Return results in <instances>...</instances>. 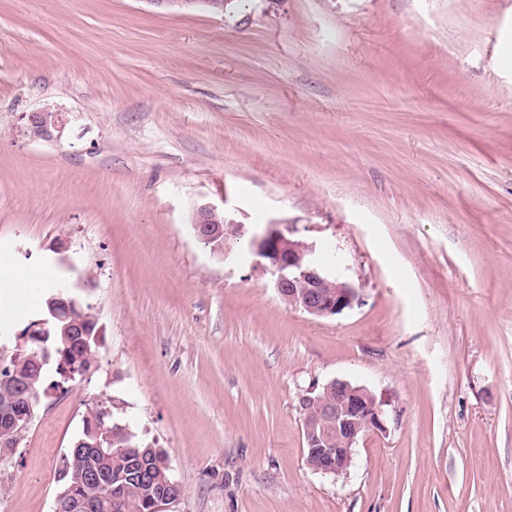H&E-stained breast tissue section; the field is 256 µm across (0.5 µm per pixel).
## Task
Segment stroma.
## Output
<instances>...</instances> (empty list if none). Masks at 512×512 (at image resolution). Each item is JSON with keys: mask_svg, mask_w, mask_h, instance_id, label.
Instances as JSON below:
<instances>
[{"mask_svg": "<svg viewBox=\"0 0 512 512\" xmlns=\"http://www.w3.org/2000/svg\"><path fill=\"white\" fill-rule=\"evenodd\" d=\"M46 106L65 127L30 139ZM206 202L335 251L358 304L289 306L249 240L193 235ZM0 264L77 283L101 327L0 512H51L110 399L167 453L164 512H512V0H0ZM335 380L387 426L340 477L298 408ZM157 7L163 8L172 12H180L193 8L198 3H205L215 13H224L225 5L229 2L228 0H148Z\"/></svg>", "mask_w": 512, "mask_h": 512, "instance_id": "stroma-1", "label": "stroma"}]
</instances>
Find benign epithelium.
<instances>
[{
	"label": "benign epithelium",
	"mask_w": 512,
	"mask_h": 512,
	"mask_svg": "<svg viewBox=\"0 0 512 512\" xmlns=\"http://www.w3.org/2000/svg\"><path fill=\"white\" fill-rule=\"evenodd\" d=\"M152 4L172 12L193 8L198 0H149ZM26 132L32 139H48L53 132H61L65 120L62 113L46 106L38 112L24 115ZM192 229L195 236L217 252L227 251L222 244L230 238L249 234L245 224L234 218L226 209L213 204H203L195 210ZM294 225L272 220L266 228L251 235L250 244L255 266L270 272L274 288L288 304L317 317L328 318L350 310L358 302V288L340 269L322 264L316 257L315 246L294 236ZM69 285L48 299L49 312L31 322L24 332L15 334V367L11 374V386L30 389L33 380L22 372L21 360L36 359L47 352L40 345V338L50 329L62 326L71 336H92L99 340L98 319L85 313L79 306ZM336 398L303 395L299 407L303 420L310 415L324 420L321 430L312 427L304 439V459L313 471L324 475L340 476L351 466L354 449L369 434L386 432V411L383 403L364 386L348 381H336ZM10 420L0 427V446L8 449L18 444L28 428L31 406H25L13 397L5 402Z\"/></svg>",
	"instance_id": "benign-epithelium-1"
}]
</instances>
